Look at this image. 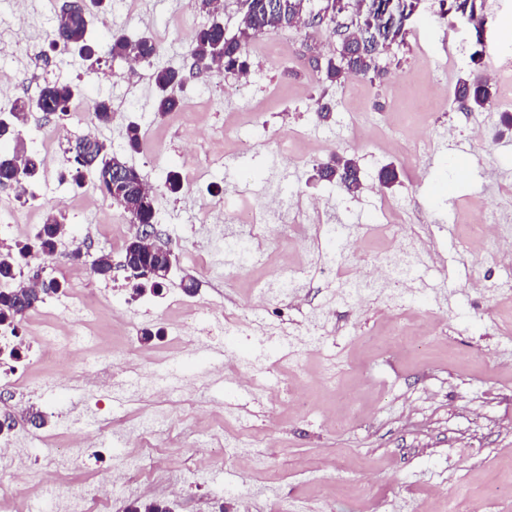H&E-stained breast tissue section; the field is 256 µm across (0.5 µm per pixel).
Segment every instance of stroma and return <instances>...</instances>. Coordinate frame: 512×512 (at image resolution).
<instances>
[{
    "instance_id": "stroma-1",
    "label": "stroma",
    "mask_w": 512,
    "mask_h": 512,
    "mask_svg": "<svg viewBox=\"0 0 512 512\" xmlns=\"http://www.w3.org/2000/svg\"><path fill=\"white\" fill-rule=\"evenodd\" d=\"M65 2L28 0L21 15L14 0H0V71H29L32 81L18 90L27 98L58 79L77 86L83 107L111 100L112 121L98 138L156 187L160 241L181 260L161 295H135L119 268L132 227L120 207L97 195L91 176L81 190L37 180L27 203L0 186L1 251L16 243L7 228L30 239L52 213L66 233L45 261L47 274L70 272L78 247L112 257L111 274L91 278L107 294L89 305L80 327L91 338L87 368L131 347L140 353L103 390L61 382L69 367L63 355L29 370L42 396L16 403V416L24 421L52 406L58 416L44 428L53 437L0 460V480L36 472L47 448L64 447L73 434L93 436L106 426L112 434L96 457L60 460L63 484L30 483L15 499L17 512L29 503L60 512L64 500L89 492L97 475L116 466L128 472L112 496L119 512L136 500L160 501L172 512H448L452 499L462 512H512V497L488 495L512 483V299L500 293L512 285V258L499 254L512 239L491 241L482 254L461 247L480 214L512 225V134H497L512 102L470 112L453 95L459 77L512 55V0H476L480 35L459 15L442 14L440 0H422L404 44L383 55L382 75L333 85L316 69L336 42L331 24L271 31L250 39L248 76L188 80L183 107L165 114L151 110V75L54 44ZM111 8V24L92 17V40L117 30L149 34L162 44L159 65H186L192 30L212 21L185 10L184 0H112ZM321 98L333 104L323 120L314 112ZM131 122L141 133L135 152L125 137ZM45 125L56 133L55 168L64 170L70 143L83 134L75 116L48 122L30 113L21 139L0 138V154L21 142L39 150L34 130ZM284 136L291 143L283 157ZM218 150L224 159L212 162ZM336 156L356 160L357 193L313 180L317 165ZM386 166L398 172L389 187L378 180ZM190 168L204 170L200 184L176 196L163 191L168 172ZM274 197L286 201L275 216L268 212ZM243 208L255 223H236ZM390 215L399 225L379 237ZM228 232L248 237L254 256L225 258ZM413 240L420 261L392 288L401 302L346 300L385 253ZM294 269L296 295L260 296V285ZM189 277L197 283L192 293L183 289ZM173 295L184 308L167 307ZM315 318L322 347L285 355L287 336L308 331ZM421 330L423 350L399 345L400 333ZM188 346L215 354V362L185 365ZM229 359L255 377L250 392H230ZM284 384L306 392L311 407L301 412L278 399ZM228 421L240 424L232 447L210 453Z\"/></svg>"
}]
</instances>
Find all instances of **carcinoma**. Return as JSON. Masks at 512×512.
Segmentation results:
<instances>
[{"label":"carcinoma","mask_w":512,"mask_h":512,"mask_svg":"<svg viewBox=\"0 0 512 512\" xmlns=\"http://www.w3.org/2000/svg\"><path fill=\"white\" fill-rule=\"evenodd\" d=\"M103 0H72L67 6L69 15L62 24H55L54 42H60L67 49L78 52L90 59L101 53L104 57L126 60L134 57L150 63L159 54L155 40L147 35H134L126 32L112 34L108 43L99 46L90 42L88 27L93 9L101 6ZM281 0H247L244 8L242 27L235 33L213 24L196 30L189 42L188 52L192 65L197 70L217 69L220 71L246 72L249 69L247 44L256 35L271 30L291 27V17L281 15L276 10ZM389 0H379V8L372 22L363 28L350 32L351 41L339 52H334L320 63L322 81L331 84L343 82L350 76H368L382 71L379 67L381 55L393 45L405 42L407 28L399 18L387 8ZM186 82L181 70L174 67H158L154 71L156 96L153 109L156 112H172L180 105L179 91ZM455 96L461 106L469 111H484L496 101L497 94L488 80L480 75L461 77L456 83ZM75 97V89L69 83L47 82L41 88L35 101L19 97L8 110L7 124L0 128V136L21 135V126L28 112L37 109L48 116L61 118L69 114L70 104ZM92 117L101 124L112 121V104L99 99L92 106ZM83 140L75 141L69 149V172L75 184H80L84 172L93 175L101 193L117 205L131 203L135 206L133 218L139 224L158 223L155 195L141 197L145 186L140 172L132 165L125 164L121 175L113 173L111 161L114 157L107 145L97 139L90 145L87 156L78 153ZM41 167L35 154L12 156L0 155V185L29 184L39 178ZM318 177L336 183L349 193L359 188V168L352 158L343 157L336 166H327L318 171ZM63 232L62 222L54 214L47 215L44 223L32 241L13 249L14 265L0 267V316L10 315L12 323L22 321L25 312L17 309L13 292L17 275L21 272V262L29 257L51 256L56 248L58 237ZM124 263L135 268L141 282L155 281L153 271L167 263V257L147 251L143 247H125ZM64 287L55 278L41 281L39 291L28 297V309L32 310L45 303Z\"/></svg>","instance_id":"obj_1"}]
</instances>
